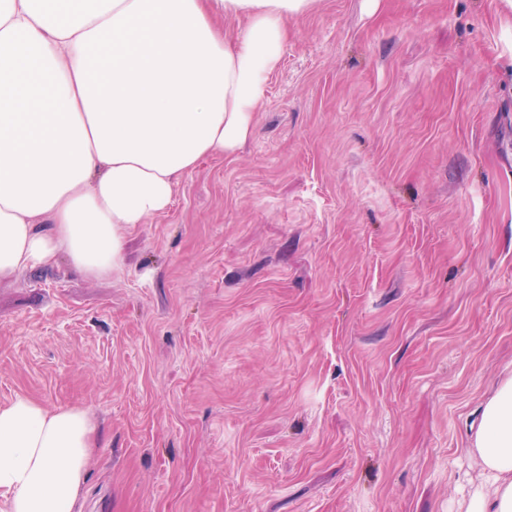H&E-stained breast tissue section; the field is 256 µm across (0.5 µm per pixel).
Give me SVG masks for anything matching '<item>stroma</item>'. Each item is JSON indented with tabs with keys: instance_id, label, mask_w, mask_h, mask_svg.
Masks as SVG:
<instances>
[{
	"instance_id": "obj_1",
	"label": "stroma",
	"mask_w": 512,
	"mask_h": 512,
	"mask_svg": "<svg viewBox=\"0 0 512 512\" xmlns=\"http://www.w3.org/2000/svg\"><path fill=\"white\" fill-rule=\"evenodd\" d=\"M511 375L512 0H317L119 271L0 283V404L99 427L75 512H457Z\"/></svg>"
}]
</instances>
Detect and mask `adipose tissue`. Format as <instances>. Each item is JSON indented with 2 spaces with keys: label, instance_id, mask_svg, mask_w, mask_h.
<instances>
[{
  "label": "adipose tissue",
  "instance_id": "obj_1",
  "mask_svg": "<svg viewBox=\"0 0 512 512\" xmlns=\"http://www.w3.org/2000/svg\"><path fill=\"white\" fill-rule=\"evenodd\" d=\"M314 2L0 0V280L62 255L117 272L178 179L252 137L288 22ZM97 446L82 407L0 405L7 512H74ZM469 448L483 478L457 512H512V376Z\"/></svg>",
  "mask_w": 512,
  "mask_h": 512
}]
</instances>
